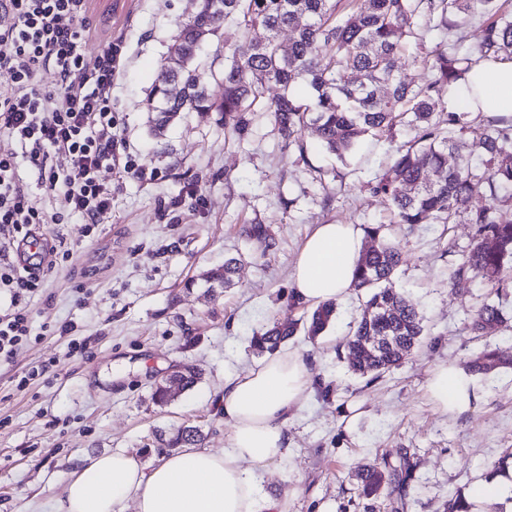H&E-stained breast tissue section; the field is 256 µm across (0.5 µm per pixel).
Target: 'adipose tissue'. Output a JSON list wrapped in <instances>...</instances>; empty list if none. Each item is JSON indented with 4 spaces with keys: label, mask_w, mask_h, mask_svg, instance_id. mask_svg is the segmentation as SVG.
I'll return each instance as SVG.
<instances>
[{
    "label": "adipose tissue",
    "mask_w": 512,
    "mask_h": 512,
    "mask_svg": "<svg viewBox=\"0 0 512 512\" xmlns=\"http://www.w3.org/2000/svg\"><path fill=\"white\" fill-rule=\"evenodd\" d=\"M461 86L469 110L512 115V60H480ZM362 248L357 225H317L294 267L295 298L314 306L346 299ZM309 378L303 352L268 355L224 384L226 448L188 446L163 456L148 471L122 452L86 458L57 500L56 512H124L130 501L137 512H275V499L260 491V476L285 455L288 419L307 401ZM428 391L453 415L468 411L479 398L472 378L448 362L433 369Z\"/></svg>",
    "instance_id": "ef3b65f1"
}]
</instances>
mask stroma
<instances>
[{
  "label": "stroma",
  "instance_id": "1",
  "mask_svg": "<svg viewBox=\"0 0 512 512\" xmlns=\"http://www.w3.org/2000/svg\"><path fill=\"white\" fill-rule=\"evenodd\" d=\"M112 2L93 0L89 22L102 31L84 50L97 55L108 37L124 46L112 113L133 170L103 169L112 212L91 236L81 235L77 214L45 227L73 258L28 306L35 340L0 363V512H52L90 456L122 451L151 468L167 453L163 440L185 425L200 428L202 447L223 448L221 389L259 362L252 337L313 310L295 298L291 275L316 226L393 219L367 184L393 163L406 131L366 140L340 161L307 130L306 166L293 163L267 112L255 114L243 140L225 131L218 112L185 113L154 136L143 101L194 0H125L117 16ZM316 167L336 171L333 199L314 180ZM255 222L268 227L269 250L246 237ZM474 232L464 223L419 224L394 235L406 255L394 286L423 311L427 337L378 379L352 374L344 359L364 291L338 303L337 321L322 336L289 340L310 360L311 394L288 422L287 455L268 465L261 484L276 512H385L355 480L379 453L412 465L406 512H442L449 497L490 480V463L512 455V369L479 376L480 400L455 417L427 389L440 363L466 366L488 346L512 353V329L483 336L469 329L489 290L480 277L457 279L453 271ZM230 257L239 260L233 286L210 287ZM46 323L74 330L46 333ZM75 340L87 353L72 352ZM42 365L47 373L18 387ZM188 367L197 385L155 404L156 384Z\"/></svg>",
  "mask_w": 512,
  "mask_h": 512
}]
</instances>
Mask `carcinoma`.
<instances>
[{
  "label": "carcinoma",
  "mask_w": 512,
  "mask_h": 512,
  "mask_svg": "<svg viewBox=\"0 0 512 512\" xmlns=\"http://www.w3.org/2000/svg\"><path fill=\"white\" fill-rule=\"evenodd\" d=\"M474 21L482 39L465 45L464 32ZM233 22L243 32L242 44L225 57L224 73L215 86L201 83V50L210 37ZM291 30L288 43L279 32ZM261 29V40L250 38ZM423 49L419 61L428 71L420 85L407 83L397 59L409 42ZM512 60V0H195V10L178 34L175 53L159 67L144 105L155 134L183 112H219L224 127L240 139L252 115L272 114L285 147L294 146L307 162L301 132L311 127L323 149L342 160L368 136L408 137L396 146L389 168L369 183V191L384 198L396 223L473 224L471 247L453 276L473 272L490 291L512 286V207L500 204L499 193L512 188V117L473 115L457 104L455 87L473 60ZM358 75L353 82L350 75ZM307 82L313 101L292 92L297 80ZM282 93L265 98L269 84ZM482 127L477 147L485 168L447 165L455 135L472 125ZM383 226L365 228L376 245L357 261L354 286L370 288L356 328L346 341L349 370L375 378L398 366L424 337V317L416 305L392 286L402 253ZM336 319V303L316 307L307 326L321 334ZM512 319L493 301L476 311L475 332L506 327ZM297 332V323H279L252 337L260 353L276 350ZM375 336H391L373 356H357ZM512 368V358L484 350L468 365L474 375ZM193 427L179 430L168 441L172 448L195 444ZM412 479L407 458L373 463L360 477L366 498L391 495Z\"/></svg>",
  "instance_id": "obj_1"
}]
</instances>
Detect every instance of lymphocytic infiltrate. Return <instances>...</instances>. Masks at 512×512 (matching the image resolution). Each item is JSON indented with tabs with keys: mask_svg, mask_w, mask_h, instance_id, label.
<instances>
[{
	"mask_svg": "<svg viewBox=\"0 0 512 512\" xmlns=\"http://www.w3.org/2000/svg\"><path fill=\"white\" fill-rule=\"evenodd\" d=\"M89 12L90 0H0V76L13 85L12 94L0 98V135L20 148L16 154L0 152V295L9 299L0 308L1 363L31 335L30 298L48 272L72 258L55 244L46 255H32L29 266L17 264L21 240L40 225L61 221L24 183L19 160L39 170L46 192L60 197L66 210L83 216L87 234L112 211L101 168L132 169L112 116V79L123 46L109 40L100 55L87 57ZM49 68L58 77L52 89L41 84Z\"/></svg>",
	"mask_w": 512,
	"mask_h": 512,
	"instance_id": "1",
	"label": "lymphocytic infiltrate"
}]
</instances>
